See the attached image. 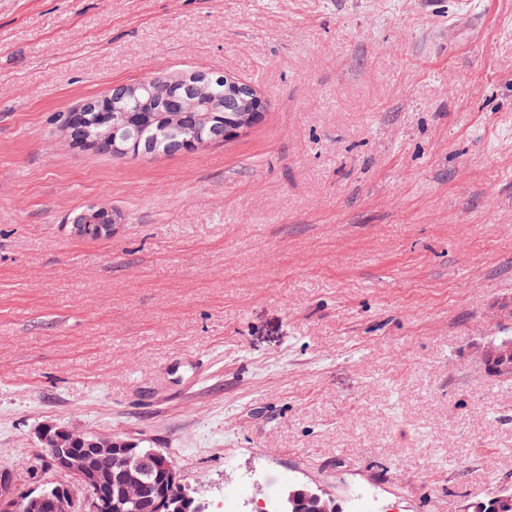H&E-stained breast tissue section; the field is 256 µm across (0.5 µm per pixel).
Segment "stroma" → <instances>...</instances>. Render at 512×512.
I'll return each mask as SVG.
<instances>
[{
    "label": "stroma",
    "instance_id": "1",
    "mask_svg": "<svg viewBox=\"0 0 512 512\" xmlns=\"http://www.w3.org/2000/svg\"><path fill=\"white\" fill-rule=\"evenodd\" d=\"M237 75L235 139L113 158L56 112ZM114 213L108 239L71 231ZM512 0H0V466L47 425L241 484L451 512L512 487ZM510 358H512V346L509 342L503 343L501 345H495L494 343H488L483 351H482V361L487 362L489 364L494 363H507L510 362ZM499 378H512V361H511V370H508L505 365L502 366V371L498 374L494 375Z\"/></svg>",
    "mask_w": 512,
    "mask_h": 512
}]
</instances>
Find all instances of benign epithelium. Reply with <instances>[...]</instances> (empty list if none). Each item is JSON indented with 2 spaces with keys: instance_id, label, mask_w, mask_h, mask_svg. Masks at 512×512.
Here are the masks:
<instances>
[{
  "instance_id": "1",
  "label": "benign epithelium",
  "mask_w": 512,
  "mask_h": 512,
  "mask_svg": "<svg viewBox=\"0 0 512 512\" xmlns=\"http://www.w3.org/2000/svg\"><path fill=\"white\" fill-rule=\"evenodd\" d=\"M226 90L250 95L237 124L224 133V139L238 136L239 129L257 118L264 106L260 93L250 84L224 75ZM512 360V344L488 343L482 361L489 364ZM41 441L48 448L54 467L71 476V485H44L38 492L21 494L14 488L6 469L0 471V512H125L126 505L149 499L158 500L170 512H206L204 505L189 495L181 476L164 453H141L137 443L112 436L98 435L90 448H77L85 434L66 428L47 427ZM159 472L155 483L145 481L150 471ZM82 497H77V493ZM283 497L298 512H338L335 493L324 489L297 490L292 484L283 488Z\"/></svg>"
}]
</instances>
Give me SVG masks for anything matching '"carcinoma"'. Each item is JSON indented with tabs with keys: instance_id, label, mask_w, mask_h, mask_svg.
I'll use <instances>...</instances> for the list:
<instances>
[{
	"instance_id": "1",
	"label": "carcinoma",
	"mask_w": 512,
	"mask_h": 512,
	"mask_svg": "<svg viewBox=\"0 0 512 512\" xmlns=\"http://www.w3.org/2000/svg\"><path fill=\"white\" fill-rule=\"evenodd\" d=\"M109 97L116 111L108 116L95 106L56 114L60 130L73 145L138 158L185 151L188 140L199 147L220 144L241 107L239 98L225 96L224 82L217 75L211 76L201 94L183 74L140 81L135 100L127 99L122 85L113 88ZM214 99L222 101L219 112L211 111Z\"/></svg>"
}]
</instances>
